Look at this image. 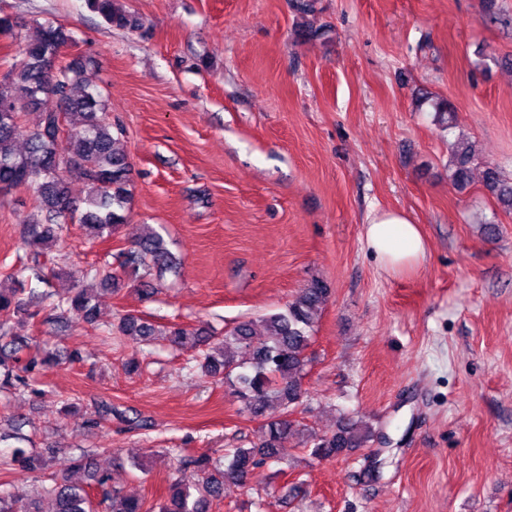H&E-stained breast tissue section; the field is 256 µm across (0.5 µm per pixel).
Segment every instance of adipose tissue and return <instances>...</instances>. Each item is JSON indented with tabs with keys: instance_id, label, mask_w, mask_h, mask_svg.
<instances>
[{
	"instance_id": "1",
	"label": "adipose tissue",
	"mask_w": 512,
	"mask_h": 512,
	"mask_svg": "<svg viewBox=\"0 0 512 512\" xmlns=\"http://www.w3.org/2000/svg\"><path fill=\"white\" fill-rule=\"evenodd\" d=\"M365 238L383 269L392 274L421 265L426 258V246L419 226L398 211L373 214L365 228Z\"/></svg>"
}]
</instances>
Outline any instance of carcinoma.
I'll use <instances>...</instances> for the list:
<instances>
[{"instance_id":"carcinoma-1","label":"carcinoma","mask_w":512,"mask_h":512,"mask_svg":"<svg viewBox=\"0 0 512 512\" xmlns=\"http://www.w3.org/2000/svg\"><path fill=\"white\" fill-rule=\"evenodd\" d=\"M88 8L106 24L119 28L132 25L129 17L114 7L113 0H86ZM14 17L0 15V37L18 43L17 52L0 70V184L12 189L34 188L37 213L27 221V243L34 248L59 240L61 225L71 221L93 236L110 237L126 223L131 200L128 189L130 164L126 154L115 147L122 128L103 112L100 93L86 68L79 64L58 65L61 49L72 36L57 22L38 25L37 35L29 38L20 32ZM81 94H74L75 89ZM34 115L27 147L16 148V136L23 118ZM479 163L471 146L464 143L452 149L448 178L453 186L465 187L472 166ZM486 189L505 209L512 210V178L499 166L483 163ZM83 180L90 193L85 208H79L70 196L68 178ZM121 267L149 276L155 269L171 267L172 256L162 236L149 230L136 248L123 254ZM330 294L322 279L311 280L285 306L258 319L245 318L224 328L222 338L200 354L197 367L201 374L222 379L234 387V393L249 414L257 418L273 405L283 411L264 426L263 439L249 448L227 449L224 469L212 466L210 458L195 460L206 473L194 486L182 481L169 485L168 493L155 504L154 512H210L215 501L224 497V483H247L251 471L278 458L280 443L289 436L311 442L310 457L317 460L337 456L353 448L371 431L347 418L330 435L315 437L291 419L304 397L302 379L309 363L307 349L312 340L316 315ZM35 294L23 297V289L0 284V323ZM58 324H68L67 313L82 314L93 326L98 308L88 288H74L57 300ZM119 333L139 344L152 342L157 329L147 319L126 313L119 318ZM162 335L178 348L196 349L208 345L212 333L203 326L173 324ZM21 358L9 366L0 361V387L24 384L18 374ZM72 468L87 473V482L77 484L64 474L52 475L53 485L46 490L51 508L44 511L34 498L24 499L0 493V512H146L144 502L117 492H104L100 501L91 494L93 487H104L109 476L94 468L87 456L72 460Z\"/></svg>"}]
</instances>
